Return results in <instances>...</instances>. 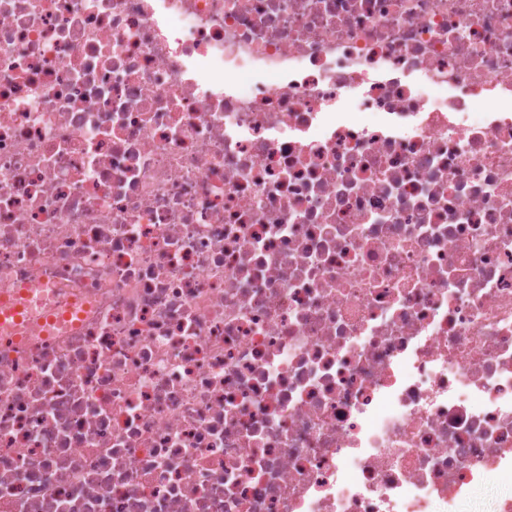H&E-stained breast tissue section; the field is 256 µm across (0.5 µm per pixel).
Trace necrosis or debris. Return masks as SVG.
Returning a JSON list of instances; mask_svg holds the SVG:
<instances>
[{
	"label": "necrosis or debris",
	"mask_w": 512,
	"mask_h": 512,
	"mask_svg": "<svg viewBox=\"0 0 512 512\" xmlns=\"http://www.w3.org/2000/svg\"><path fill=\"white\" fill-rule=\"evenodd\" d=\"M1 297L0 512L512 485V0H0Z\"/></svg>",
	"instance_id": "4bbe7bcc"
}]
</instances>
